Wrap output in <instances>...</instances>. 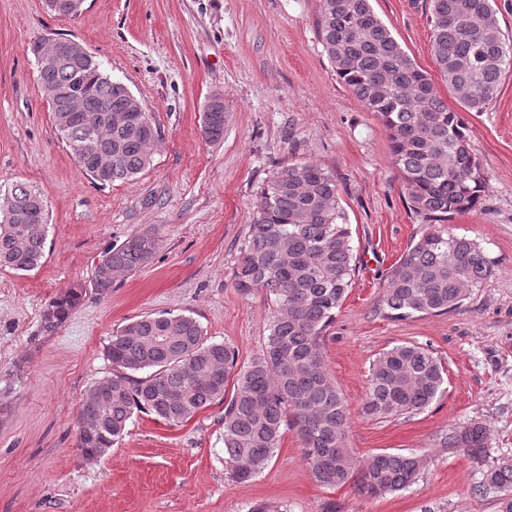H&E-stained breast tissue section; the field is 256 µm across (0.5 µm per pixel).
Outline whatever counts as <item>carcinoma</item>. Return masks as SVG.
I'll list each match as a JSON object with an SVG mask.
<instances>
[{"instance_id": "obj_1", "label": "carcinoma", "mask_w": 512, "mask_h": 512, "mask_svg": "<svg viewBox=\"0 0 512 512\" xmlns=\"http://www.w3.org/2000/svg\"><path fill=\"white\" fill-rule=\"evenodd\" d=\"M431 50L442 81L463 108L477 112L493 100L509 61L492 0H431ZM320 40L336 76L389 130L392 164L401 173L409 209L428 228L414 236L392 266L381 300L394 318L441 315L460 308L492 275L493 264L473 240L445 232L452 215L479 207L487 189L466 126L448 110L432 78L402 49L375 16L370 0H321ZM80 82L88 101L83 118L60 127L59 100L50 87ZM38 81L55 129L71 148L80 171L107 186L134 179L153 161L157 126L138 111L124 87L92 58L59 59L38 67ZM134 111L130 129H112L102 146L110 170L82 153L90 127L118 111ZM225 113L211 112L204 137L224 136ZM26 214L47 225V206L37 189L15 182L0 186V269L30 272L41 265L46 237L31 238ZM157 229L136 231L109 247L100 264L123 273L148 266L160 248ZM357 258L333 175L312 163L279 168L260 190L248 236L240 247L234 284L243 295L269 296L273 311L261 353L238 367L235 352L205 337L191 315L166 312L134 319L112 333L105 356L112 376L90 386L78 418L96 430L78 435L89 458L107 456L136 412L179 425L224 403V460L232 477L246 482L273 458L286 428L296 429L312 477L325 487L355 486L373 497L413 485L424 460L412 453L380 452L356 461L347 448L349 408L327 372L322 349L326 328L355 277ZM83 291L54 301L43 313L46 328L59 327ZM445 370L426 347L406 342L372 364L365 409L381 418L425 410L443 392ZM112 387V404L101 400ZM444 447L480 463L488 429L480 422L454 427ZM499 494L500 512H512V457L483 472L471 493Z\"/></svg>"}]
</instances>
